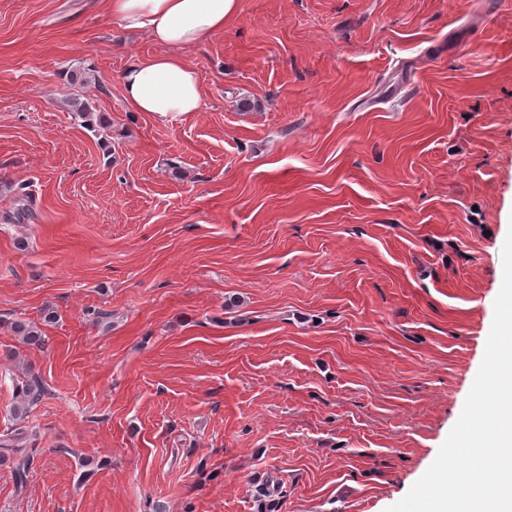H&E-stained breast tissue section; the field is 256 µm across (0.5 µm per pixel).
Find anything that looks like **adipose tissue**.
I'll return each mask as SVG.
<instances>
[{
	"instance_id": "adipose-tissue-1",
	"label": "adipose tissue",
	"mask_w": 512,
	"mask_h": 512,
	"mask_svg": "<svg viewBox=\"0 0 512 512\" xmlns=\"http://www.w3.org/2000/svg\"><path fill=\"white\" fill-rule=\"evenodd\" d=\"M238 5L239 0H108L121 29L145 32L157 47L155 54L137 59L120 75L130 110L159 119L200 111L202 84L177 51L223 31Z\"/></svg>"
}]
</instances>
